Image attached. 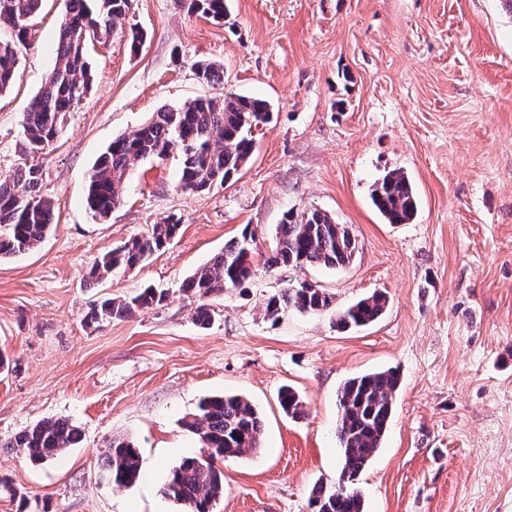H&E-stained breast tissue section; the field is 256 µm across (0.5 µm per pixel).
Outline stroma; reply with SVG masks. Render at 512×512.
Listing matches in <instances>:
<instances>
[{
    "label": "stroma",
    "instance_id": "1",
    "mask_svg": "<svg viewBox=\"0 0 512 512\" xmlns=\"http://www.w3.org/2000/svg\"><path fill=\"white\" fill-rule=\"evenodd\" d=\"M223 22L178 0H134L128 25L94 43V78L41 156L54 223L30 252L0 260V512H184L167 498L169 472L203 456L186 427L204 396H245L265 422L247 459L220 461L213 512H312L314 485L340 475L336 394L351 377L400 372L384 442L357 483L364 512H512V13L503 0H227ZM65 0H44L10 91L0 94V175L22 160L24 112L56 60ZM221 66L224 81L194 64ZM233 92L267 100L270 123L240 179L194 194L174 160L135 167L123 202L91 219L85 189L112 139L154 112ZM419 199L414 220L389 224L371 201L388 171ZM318 209L348 226L357 249L341 268L264 264L288 213ZM178 238L132 272L99 283L102 252L168 215ZM254 228L262 259L243 292L197 299L180 289L197 267ZM308 281L331 311L265 312L269 296ZM164 290L161 305L95 324L107 295ZM375 292L388 299L370 325L338 330V310ZM306 414L288 418L281 387ZM65 416L81 440L32 463L4 442ZM138 450L142 478L113 486L101 460L112 441Z\"/></svg>",
    "mask_w": 512,
    "mask_h": 512
}]
</instances>
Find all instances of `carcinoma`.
I'll return each instance as SVG.
<instances>
[{
    "instance_id": "obj_1",
    "label": "carcinoma",
    "mask_w": 512,
    "mask_h": 512,
    "mask_svg": "<svg viewBox=\"0 0 512 512\" xmlns=\"http://www.w3.org/2000/svg\"><path fill=\"white\" fill-rule=\"evenodd\" d=\"M184 2L192 15L224 19L225 0ZM41 4L42 0H0V29L9 30V37L0 38V94L13 84L20 48L30 43L31 22ZM131 8L132 0H68L54 67L23 116L21 152L28 161L0 176V259L31 251L49 232L52 202L42 193L43 169L37 158L57 137L64 115L74 109L92 84L88 47L123 31ZM194 67L198 79L208 84L223 81V71L212 62L197 61ZM270 113L269 102L239 93H228L221 99L199 97L155 113L134 133L114 138L94 162L86 191L91 216L104 221L111 215L122 202L123 185L133 167L147 158L177 155L179 187L185 192L200 193L229 182L250 161L255 150L253 129L268 122ZM372 202L390 224H406L418 210L412 184L395 170L375 183ZM179 230L177 217L163 218L149 234L101 254L90 268L88 280L100 282L116 269L135 270L170 245ZM355 250L356 239L347 226L313 209L285 218L267 262L292 268H336L349 264ZM258 255L256 231L246 227L223 252L192 271L183 281L182 291L202 299L243 288L253 276ZM165 297L164 292L150 287L128 300L101 297L91 305L87 319L97 323L123 319L138 309L162 303ZM387 304V296L375 292L340 311L336 328L367 326L383 314ZM331 306L332 297L304 281L270 296L265 311L276 319L287 308L314 315ZM399 385L398 371L387 368L349 378L339 388V481L333 489L318 485L312 490L313 512H363V494L356 480L382 446ZM278 403L290 418L304 414V402L290 387L280 391ZM199 409V417L185 426L199 435L207 455L185 459L171 471L163 487L164 495L182 504L186 512H211L212 503L224 495V473L216 461L248 458L261 448L262 418L244 397L213 396L203 400ZM79 440V428L70 419L58 417L25 428L1 441L0 446L20 448L33 462L43 463ZM102 468L105 478L117 487L132 488L142 477L137 449L126 441H112Z\"/></svg>"
}]
</instances>
